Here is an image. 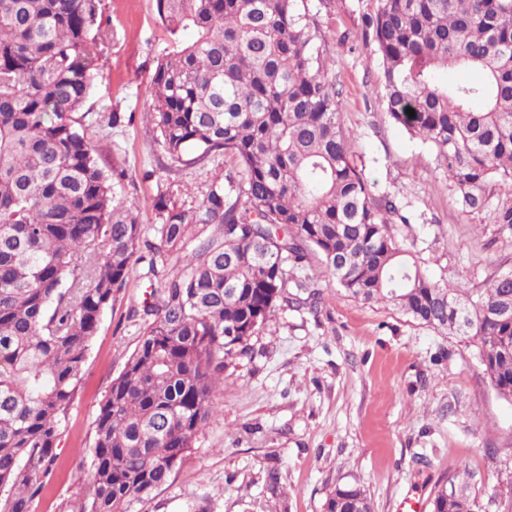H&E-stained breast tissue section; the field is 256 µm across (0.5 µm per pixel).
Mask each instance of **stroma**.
Masks as SVG:
<instances>
[{
	"mask_svg": "<svg viewBox=\"0 0 512 512\" xmlns=\"http://www.w3.org/2000/svg\"><path fill=\"white\" fill-rule=\"evenodd\" d=\"M362 6L327 0L319 8L330 26L325 49L343 91V126L373 192L398 194L409 205L411 224L392 227L402 246L435 279L476 292L512 269V235L499 232L492 210L463 213L432 149L388 121L377 93L379 61L359 36ZM103 21L112 38L98 55L84 109L105 164L133 172L119 199L138 207L147 232L158 187L201 193L223 172L224 157L176 175L158 169L161 151L144 119L149 76L167 51L155 0H103ZM113 112L119 123H104ZM147 170L152 178H144ZM143 273L139 265L130 269L102 315L84 385L31 512H68L91 479L90 467L78 462L140 340L129 310L150 291ZM301 274L323 289V304L315 311L280 306L245 355L225 359L215 419L141 512H323L329 492L347 483L366 490L373 512H397L404 498L429 499L444 475L463 470L476 512H512V401L492 387L472 342L337 291L316 254Z\"/></svg>",
	"mask_w": 512,
	"mask_h": 512,
	"instance_id": "stroma-1",
	"label": "stroma"
}]
</instances>
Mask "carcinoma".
I'll return each instance as SVG.
<instances>
[{"mask_svg":"<svg viewBox=\"0 0 512 512\" xmlns=\"http://www.w3.org/2000/svg\"><path fill=\"white\" fill-rule=\"evenodd\" d=\"M308 2L156 0L171 50L147 116L166 168L221 152L226 169L189 206L158 189L144 242L138 215L116 204L133 175L100 164L82 112L102 0H0V489L15 490L0 512H30L44 489L101 315L140 262L154 284L129 310L141 340L100 406L92 479L72 512H138L168 483L214 418L224 356L246 353L288 289H309L294 271L310 251L348 296L476 340L512 397V271L473 295L401 248L390 226L411 217L357 164ZM360 32L388 120L434 150L461 209L512 188V0H365ZM440 69L459 77L442 83ZM494 223L512 234V198ZM199 225L214 233L193 235ZM430 508L475 512L460 473L434 486ZM371 509L358 485L323 503Z\"/></svg>","mask_w":512,"mask_h":512,"instance_id":"obj_1","label":"carcinoma"}]
</instances>
